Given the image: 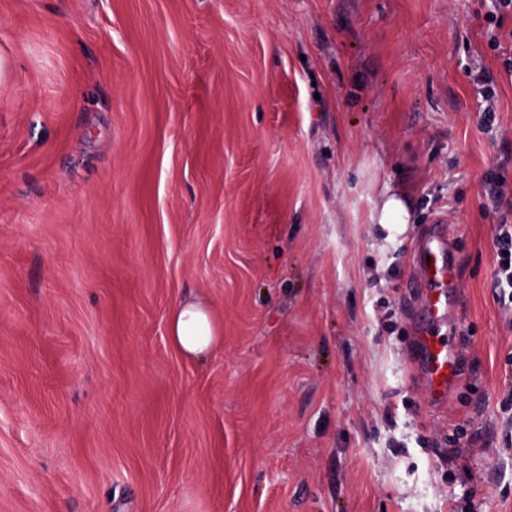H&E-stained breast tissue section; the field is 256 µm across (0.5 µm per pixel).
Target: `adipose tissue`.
I'll return each instance as SVG.
<instances>
[{
  "label": "adipose tissue",
  "instance_id": "ef3b65f1",
  "mask_svg": "<svg viewBox=\"0 0 512 512\" xmlns=\"http://www.w3.org/2000/svg\"><path fill=\"white\" fill-rule=\"evenodd\" d=\"M168 336L185 356L201 357L219 345L222 330L204 303L184 300L169 314Z\"/></svg>",
  "mask_w": 512,
  "mask_h": 512
}]
</instances>
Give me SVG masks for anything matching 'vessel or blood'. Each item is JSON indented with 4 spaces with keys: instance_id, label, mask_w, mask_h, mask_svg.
Masks as SVG:
<instances>
[{
    "instance_id": "1",
    "label": "vessel or blood",
    "mask_w": 512,
    "mask_h": 512,
    "mask_svg": "<svg viewBox=\"0 0 512 512\" xmlns=\"http://www.w3.org/2000/svg\"><path fill=\"white\" fill-rule=\"evenodd\" d=\"M413 254L418 271L414 286L422 302L414 315L412 354L417 376L432 404L444 401L461 376L456 351L440 338L441 328L460 304L458 266L442 226L420 237Z\"/></svg>"
}]
</instances>
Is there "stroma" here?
Listing matches in <instances>:
<instances>
[{
    "label": "stroma",
    "mask_w": 512,
    "mask_h": 512,
    "mask_svg": "<svg viewBox=\"0 0 512 512\" xmlns=\"http://www.w3.org/2000/svg\"><path fill=\"white\" fill-rule=\"evenodd\" d=\"M492 2L0 0V512H512ZM440 217L463 378L430 405L407 285ZM186 298L224 328L200 359ZM380 202L376 209L370 215V221L373 224H410L411 213L407 202L397 194L391 192V188L386 186L380 191ZM168 336L185 356L202 357L220 344L222 330L210 309L197 300L177 303L169 314Z\"/></svg>",
    "instance_id": "obj_1"
}]
</instances>
